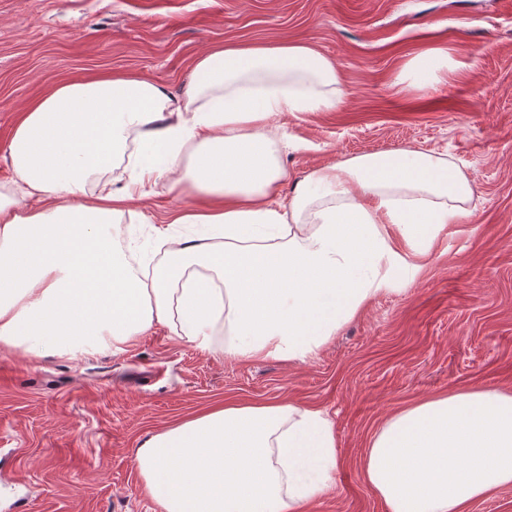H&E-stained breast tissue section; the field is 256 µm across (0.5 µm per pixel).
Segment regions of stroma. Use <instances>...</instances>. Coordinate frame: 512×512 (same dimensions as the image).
I'll return each mask as SVG.
<instances>
[{"label": "stroma", "instance_id": "35a3bbf8", "mask_svg": "<svg viewBox=\"0 0 512 512\" xmlns=\"http://www.w3.org/2000/svg\"><path fill=\"white\" fill-rule=\"evenodd\" d=\"M300 42L331 59L341 103L276 112L280 197L313 170L403 147L442 152L473 181L414 279L378 294L307 362L219 357L155 325L120 353L0 350V512H156L133 464L146 437L226 399L293 401L334 423L338 470L309 512H387L360 472L375 432L418 399L512 391V0H0V156L50 86L134 72L185 91L213 45ZM435 51L460 61L434 86L399 82ZM116 227L159 263L154 226L205 198L158 181Z\"/></svg>", "mask_w": 512, "mask_h": 512}]
</instances>
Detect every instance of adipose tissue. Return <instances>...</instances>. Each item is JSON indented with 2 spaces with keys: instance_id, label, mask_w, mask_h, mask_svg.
<instances>
[{
  "instance_id": "adipose-tissue-1",
  "label": "adipose tissue",
  "mask_w": 512,
  "mask_h": 512,
  "mask_svg": "<svg viewBox=\"0 0 512 512\" xmlns=\"http://www.w3.org/2000/svg\"><path fill=\"white\" fill-rule=\"evenodd\" d=\"M334 63L303 43L215 46L186 94L131 72L60 82L24 110L0 194V348L37 357L122 352L155 324L214 354L303 363L369 302L414 278L473 187L447 156L395 149L285 176L275 112L340 101ZM193 161L181 167L184 149ZM130 173L113 188L115 165ZM170 177L209 205L159 230L163 266L137 263L113 225ZM134 463L158 512H307L336 485L319 410L227 401L145 438ZM387 512H467L512 487V394L422 399L374 433L361 461Z\"/></svg>"
}]
</instances>
